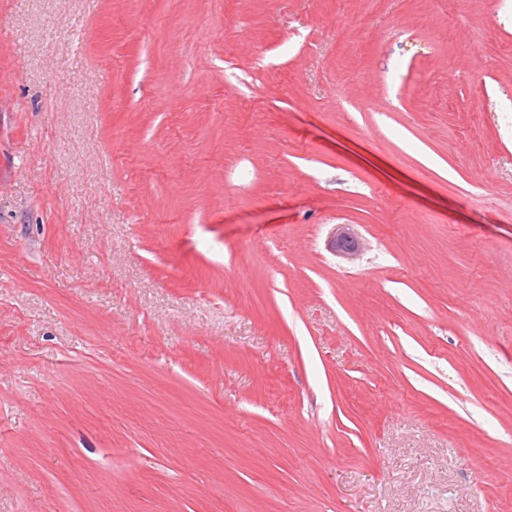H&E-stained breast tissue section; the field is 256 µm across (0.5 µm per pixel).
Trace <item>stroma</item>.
Listing matches in <instances>:
<instances>
[{"label": "stroma", "instance_id": "stroma-1", "mask_svg": "<svg viewBox=\"0 0 512 512\" xmlns=\"http://www.w3.org/2000/svg\"><path fill=\"white\" fill-rule=\"evenodd\" d=\"M0 512H512V0H0ZM329 248L335 254L351 259L356 257L361 249V244L356 233L349 224H340L335 227L329 240Z\"/></svg>", "mask_w": 512, "mask_h": 512}]
</instances>
